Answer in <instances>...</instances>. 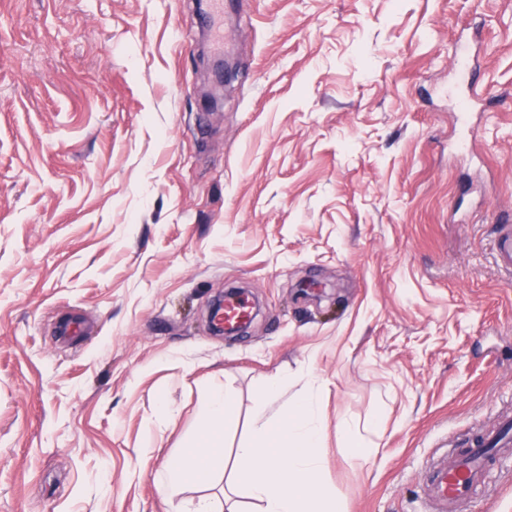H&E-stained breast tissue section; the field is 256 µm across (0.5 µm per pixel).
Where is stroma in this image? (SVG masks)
Returning <instances> with one entry per match:
<instances>
[{
  "mask_svg": "<svg viewBox=\"0 0 512 512\" xmlns=\"http://www.w3.org/2000/svg\"><path fill=\"white\" fill-rule=\"evenodd\" d=\"M237 3L208 112L195 0H0V512H186L212 485L153 475L214 386L231 460L315 377L341 512H423L512 413V0ZM231 288L261 310L213 335ZM470 512H512V462ZM198 61L200 70L204 74V81L209 86L205 94L200 92L202 106L206 110H220L224 106V86L236 69V64L231 60L210 61L204 50L199 51ZM499 261L512 269V226L503 224L493 246Z\"/></svg>",
  "mask_w": 512,
  "mask_h": 512,
  "instance_id": "stroma-1",
  "label": "stroma"
}]
</instances>
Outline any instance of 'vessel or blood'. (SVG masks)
Masks as SVG:
<instances>
[{"label": "vessel or blood", "mask_w": 512, "mask_h": 512, "mask_svg": "<svg viewBox=\"0 0 512 512\" xmlns=\"http://www.w3.org/2000/svg\"><path fill=\"white\" fill-rule=\"evenodd\" d=\"M209 38L214 52H221L224 0H207ZM499 261L512 269V226H500L494 242ZM512 445V420L504 419L498 428L485 432L465 455L456 457L449 465H432L424 479L426 496L434 512H465L466 505L475 502L486 484L490 447Z\"/></svg>", "instance_id": "obj_1"}]
</instances>
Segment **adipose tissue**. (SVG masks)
Returning <instances> with one entry per match:
<instances>
[{"label": "adipose tissue", "mask_w": 512, "mask_h": 512, "mask_svg": "<svg viewBox=\"0 0 512 512\" xmlns=\"http://www.w3.org/2000/svg\"><path fill=\"white\" fill-rule=\"evenodd\" d=\"M235 413L232 395L211 388L203 402L205 438L156 475L159 487L204 481L232 470L221 495H203L191 512H339L333 495L319 481L325 426L313 383H306L276 424L256 423L254 439L237 448L226 463L223 430Z\"/></svg>", "instance_id": "adipose-tissue-1"}]
</instances>
